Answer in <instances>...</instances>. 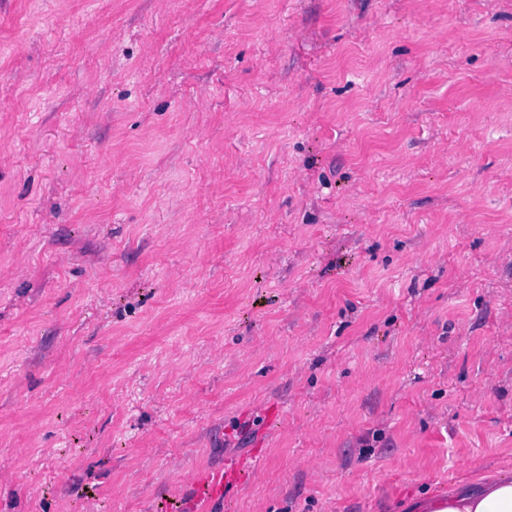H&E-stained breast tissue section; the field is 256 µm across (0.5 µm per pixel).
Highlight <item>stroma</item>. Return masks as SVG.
<instances>
[{
    "label": "stroma",
    "instance_id": "stroma-1",
    "mask_svg": "<svg viewBox=\"0 0 512 512\" xmlns=\"http://www.w3.org/2000/svg\"><path fill=\"white\" fill-rule=\"evenodd\" d=\"M403 512L512 472V0H0V512ZM254 477V468L243 467L229 458L217 468L198 474L191 482L195 489V512L224 511V501L229 499V495Z\"/></svg>",
    "mask_w": 512,
    "mask_h": 512
}]
</instances>
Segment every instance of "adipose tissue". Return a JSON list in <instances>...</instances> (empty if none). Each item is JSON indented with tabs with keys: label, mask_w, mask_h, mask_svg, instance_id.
Instances as JSON below:
<instances>
[{
	"label": "adipose tissue",
	"mask_w": 512,
	"mask_h": 512,
	"mask_svg": "<svg viewBox=\"0 0 512 512\" xmlns=\"http://www.w3.org/2000/svg\"><path fill=\"white\" fill-rule=\"evenodd\" d=\"M417 512H512V474L498 471L458 480L448 494Z\"/></svg>",
	"instance_id": "adipose-tissue-1"
}]
</instances>
